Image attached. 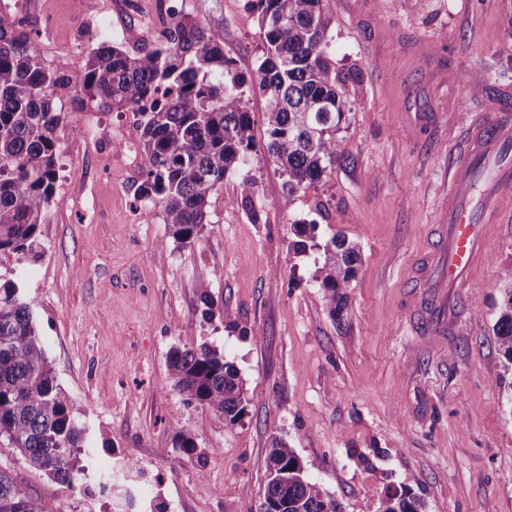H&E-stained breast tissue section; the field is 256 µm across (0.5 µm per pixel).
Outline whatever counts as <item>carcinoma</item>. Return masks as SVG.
<instances>
[{
    "instance_id": "carcinoma-1",
    "label": "carcinoma",
    "mask_w": 512,
    "mask_h": 512,
    "mask_svg": "<svg viewBox=\"0 0 512 512\" xmlns=\"http://www.w3.org/2000/svg\"><path fill=\"white\" fill-rule=\"evenodd\" d=\"M323 0H247L257 14L263 55L244 75L230 68L224 46L203 22L174 15L161 42L145 43L140 29L123 42L105 28L80 61L82 89L98 106L140 116L144 180L137 197L160 207L174 242L191 245L209 223V199L229 172L247 169L258 148L249 97L265 100L264 148L287 177L282 206L342 159L336 132L345 119L344 81L336 77ZM65 75L49 68L32 31L0 10V255L40 257L39 226L55 193L56 135L63 122ZM255 181L244 175L241 196L253 208ZM294 250L303 252L312 224L292 225ZM359 250L333 237L317 280L336 305L349 287ZM33 303L15 281H0V441L35 469L63 484H80L84 435L57 383L37 331ZM498 348L512 365V290L494 325ZM174 386L187 404L208 408L234 424L246 398L234 364L206 342L169 354ZM384 512H425L408 490H388ZM0 512H46L23 482L0 469ZM265 512H343L341 503L311 479L288 443L275 438L267 462Z\"/></svg>"
}]
</instances>
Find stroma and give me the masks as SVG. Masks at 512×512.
Returning a JSON list of instances; mask_svg holds the SVG:
<instances>
[{
  "label": "stroma",
  "mask_w": 512,
  "mask_h": 512,
  "mask_svg": "<svg viewBox=\"0 0 512 512\" xmlns=\"http://www.w3.org/2000/svg\"><path fill=\"white\" fill-rule=\"evenodd\" d=\"M175 2L223 43L237 72L258 66L263 39L246 0ZM159 4L0 0L37 32L45 64L71 79L43 256L2 255L0 277L33 303L85 431L90 475L132 462L165 512H263L270 442L280 437L343 512H376L388 488L418 495L426 512H512V369L493 331L512 285V197L488 229L444 347L425 345L409 323L422 298L415 265L433 244L466 125L512 114V0H324L331 59L346 79L342 162L286 210L285 175L254 151V210L236 205L243 175L228 174L188 246L160 215L143 216L133 112L85 99L79 68L99 28L118 40L136 24L155 42ZM295 221L315 227L302 253ZM336 235L360 256L334 311L316 276ZM191 341L237 367L240 421L186 405L175 390L168 354ZM182 433L195 436L196 454L180 450ZM0 467L48 512H88L14 449L0 447Z\"/></svg>",
  "instance_id": "35a3bbf8"
}]
</instances>
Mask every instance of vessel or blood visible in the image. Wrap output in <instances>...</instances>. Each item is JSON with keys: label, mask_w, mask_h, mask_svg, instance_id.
I'll use <instances>...</instances> for the list:
<instances>
[{"label": "vessel or blood", "mask_w": 512, "mask_h": 512, "mask_svg": "<svg viewBox=\"0 0 512 512\" xmlns=\"http://www.w3.org/2000/svg\"><path fill=\"white\" fill-rule=\"evenodd\" d=\"M512 147V119L475 121L467 128V148L452 168L448 210L437 231L441 246L425 256L417 272L432 289L429 306L418 313L430 336L448 332V291L464 285L487 250V229L501 196L512 190V164L499 156Z\"/></svg>", "instance_id": "1"}]
</instances>
